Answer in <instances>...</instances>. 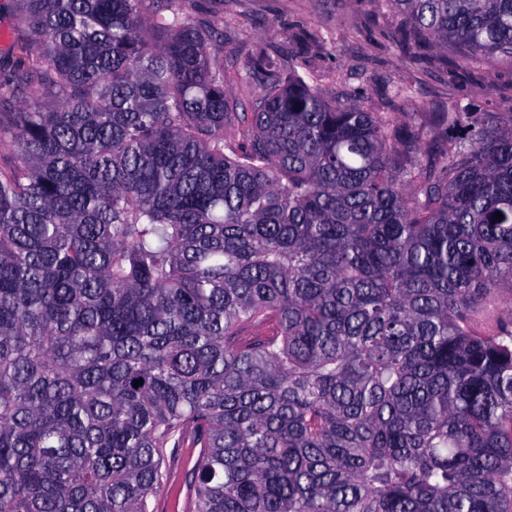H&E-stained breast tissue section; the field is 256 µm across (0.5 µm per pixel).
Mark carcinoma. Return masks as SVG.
<instances>
[{
	"mask_svg": "<svg viewBox=\"0 0 512 512\" xmlns=\"http://www.w3.org/2000/svg\"><path fill=\"white\" fill-rule=\"evenodd\" d=\"M195 2L19 0L0 512H156L179 448L184 512H512V316L475 330L512 112L452 105L436 145L266 50L239 112ZM389 2L404 45L512 64V0Z\"/></svg>",
	"mask_w": 512,
	"mask_h": 512,
	"instance_id": "cac0c4a2",
	"label": "carcinoma"
}]
</instances>
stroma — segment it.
<instances>
[{"instance_id": "35a3bbf8", "label": "stroma", "mask_w": 512, "mask_h": 512, "mask_svg": "<svg viewBox=\"0 0 512 512\" xmlns=\"http://www.w3.org/2000/svg\"><path fill=\"white\" fill-rule=\"evenodd\" d=\"M16 0H0V68L27 62L32 35ZM197 17L224 21L220 55L233 73L258 51L305 40L295 67L330 97L370 112H391L409 90L406 120L441 142L437 113L458 101L472 112H512V64L488 57L465 66L442 64L428 50L399 43L400 20L389 0H198Z\"/></svg>"}]
</instances>
